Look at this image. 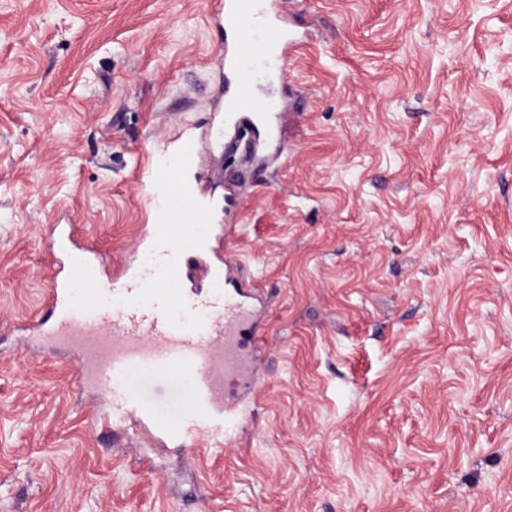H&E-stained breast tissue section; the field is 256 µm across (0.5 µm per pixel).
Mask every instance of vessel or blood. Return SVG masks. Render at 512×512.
<instances>
[{"mask_svg":"<svg viewBox=\"0 0 512 512\" xmlns=\"http://www.w3.org/2000/svg\"><path fill=\"white\" fill-rule=\"evenodd\" d=\"M292 0H218L213 14L229 35L220 53L239 78L225 102L224 148L233 150L254 126L267 120V102L252 96L260 82L285 79L299 45L288 30ZM197 144L178 142L173 157L152 159L140 180L156 197L141 241L154 247L145 271L123 265L102 277L94 249L72 234L51 230L67 279L52 278L47 317L32 322L36 336L77 346L74 382L95 384L112 395L115 417L133 415L159 445L189 439L213 423L234 420L239 389L258 387L255 303L264 290L242 278L237 264L203 245L210 212L185 173L194 171ZM174 377L184 388L183 413L143 401L135 378Z\"/></svg>","mask_w":512,"mask_h":512,"instance_id":"1","label":"vessel or blood"}]
</instances>
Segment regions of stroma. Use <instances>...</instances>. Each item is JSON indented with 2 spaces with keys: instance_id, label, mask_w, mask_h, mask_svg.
<instances>
[{
  "instance_id": "1",
  "label": "stroma",
  "mask_w": 512,
  "mask_h": 512,
  "mask_svg": "<svg viewBox=\"0 0 512 512\" xmlns=\"http://www.w3.org/2000/svg\"><path fill=\"white\" fill-rule=\"evenodd\" d=\"M207 0H0V512H512V0H301L284 167L225 155ZM197 184L269 297L259 389L203 453L152 457L22 331L72 225L133 255L139 174Z\"/></svg>"
}]
</instances>
